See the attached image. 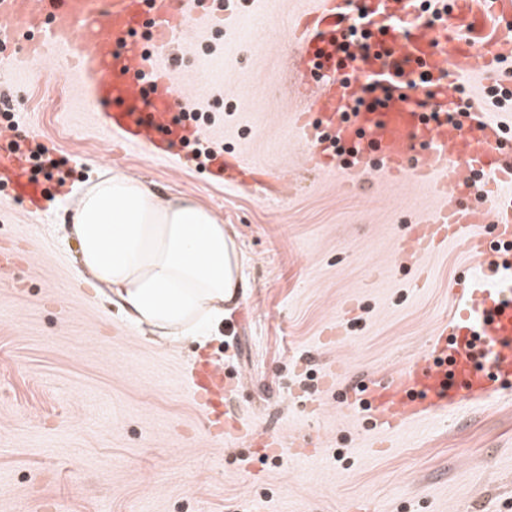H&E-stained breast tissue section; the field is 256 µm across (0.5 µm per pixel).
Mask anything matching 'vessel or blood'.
Wrapping results in <instances>:
<instances>
[{"label":"vessel or blood","mask_w":512,"mask_h":512,"mask_svg":"<svg viewBox=\"0 0 512 512\" xmlns=\"http://www.w3.org/2000/svg\"><path fill=\"white\" fill-rule=\"evenodd\" d=\"M192 0H0V44H27L19 60L54 57L81 79L84 94L100 110L103 128L129 146L167 159L193 129L176 119L167 67L150 66L151 54L172 52L186 35ZM371 20L373 45L352 48L341 59L336 42L353 22L350 0H318L298 21L291 70L312 91L297 127L309 160L326 168L332 144L350 149L347 180L383 168L393 179L437 180L448 207L425 222L426 239L444 228L469 231L494 223L511 250L491 282H462L450 290L453 312L431 353L390 379L378 382L363 406L388 426L461 402L494 397L512 378V146L504 129L478 113L449 122V87L463 74L488 75L512 57V0H449L441 22L419 21L417 0H359ZM425 78L427 107L412 100L407 81ZM225 178L274 190L278 180L237 158L214 162ZM0 183L42 210L47 185L34 179L15 137L0 139ZM471 195L495 198L494 211L469 208ZM208 433L224 434V401L233 385L206 360L192 361L183 377Z\"/></svg>","instance_id":"1"}]
</instances>
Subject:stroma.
Returning <instances> with one entry per match:
<instances>
[{
  "label": "stroma",
  "instance_id": "1",
  "mask_svg": "<svg viewBox=\"0 0 512 512\" xmlns=\"http://www.w3.org/2000/svg\"><path fill=\"white\" fill-rule=\"evenodd\" d=\"M316 0H224L191 25L172 78L209 146L281 172L264 194L216 184L192 159L157 161L104 134L57 65L0 70L8 125L46 146L72 182L119 169L163 196L194 197L237 231L249 290L205 345L153 342L89 286L67 235L66 196L32 220L0 189V512H512V389L384 430L348 407L351 384L421 359L447 320L449 288L478 273L467 244L402 253L447 200L433 184L317 171L287 72L294 27ZM512 59L457 80L474 111L512 136ZM212 357L237 379L228 418L284 441L278 456L211 438L182 386Z\"/></svg>",
  "mask_w": 512,
  "mask_h": 512
}]
</instances>
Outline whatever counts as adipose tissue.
Masks as SVG:
<instances>
[{
	"mask_svg": "<svg viewBox=\"0 0 512 512\" xmlns=\"http://www.w3.org/2000/svg\"><path fill=\"white\" fill-rule=\"evenodd\" d=\"M70 208L82 269L143 333L204 342L247 293L236 233L193 198L109 170L79 185Z\"/></svg>",
	"mask_w": 512,
	"mask_h": 512,
	"instance_id": "ef3b65f1",
	"label": "adipose tissue"
}]
</instances>
